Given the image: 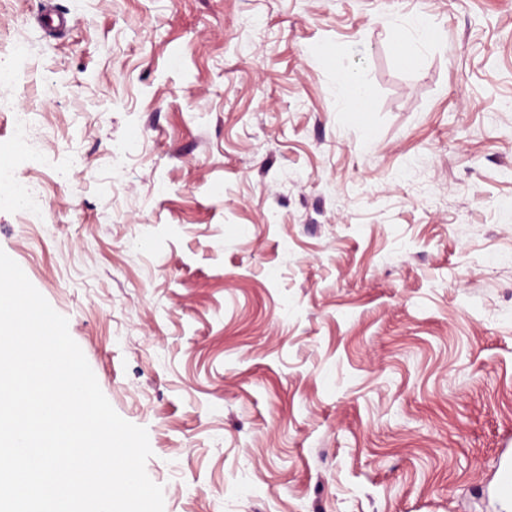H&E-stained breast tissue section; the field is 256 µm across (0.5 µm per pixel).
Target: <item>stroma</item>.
I'll return each instance as SVG.
<instances>
[{"mask_svg": "<svg viewBox=\"0 0 512 512\" xmlns=\"http://www.w3.org/2000/svg\"><path fill=\"white\" fill-rule=\"evenodd\" d=\"M54 3L61 36L0 0L46 143L28 168L0 112V166L48 193L0 249L147 429L164 512H497L512 0ZM340 102L354 107L366 99V88L350 73L341 71L338 75Z\"/></svg>", "mask_w": 512, "mask_h": 512, "instance_id": "obj_1", "label": "stroma"}]
</instances>
